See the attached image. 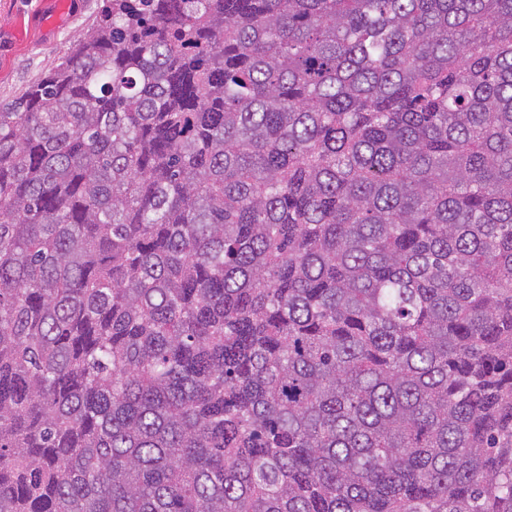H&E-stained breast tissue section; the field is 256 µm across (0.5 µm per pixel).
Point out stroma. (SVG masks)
<instances>
[{
  "mask_svg": "<svg viewBox=\"0 0 512 512\" xmlns=\"http://www.w3.org/2000/svg\"><path fill=\"white\" fill-rule=\"evenodd\" d=\"M103 0H0V103L53 68L101 11Z\"/></svg>",
  "mask_w": 512,
  "mask_h": 512,
  "instance_id": "stroma-1",
  "label": "stroma"
}]
</instances>
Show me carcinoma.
Wrapping results in <instances>:
<instances>
[{
  "mask_svg": "<svg viewBox=\"0 0 512 512\" xmlns=\"http://www.w3.org/2000/svg\"><path fill=\"white\" fill-rule=\"evenodd\" d=\"M0 512H512V0H104L0 104Z\"/></svg>",
  "mask_w": 512,
  "mask_h": 512,
  "instance_id": "cac0c4a2",
  "label": "carcinoma"
}]
</instances>
